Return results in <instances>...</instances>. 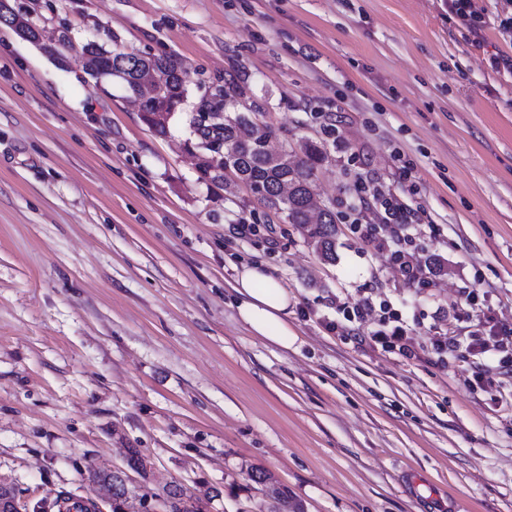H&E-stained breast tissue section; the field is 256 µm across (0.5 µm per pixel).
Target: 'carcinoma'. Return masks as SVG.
<instances>
[{
	"mask_svg": "<svg viewBox=\"0 0 512 512\" xmlns=\"http://www.w3.org/2000/svg\"><path fill=\"white\" fill-rule=\"evenodd\" d=\"M87 73L99 80L107 78L106 71L121 78L129 92L136 91L138 75L154 70L163 80L161 100L149 99L141 104L143 122L154 132L164 135L168 124L148 119V115L163 108L176 110L186 97V79L177 56H140L118 48L109 49L98 42L81 46ZM247 88L235 82L219 86L211 99L204 101L198 114L190 119L197 143L210 152L224 154L240 183L259 184L264 195L259 204L296 226L318 256L327 262L336 260V207L332 204L321 212L320 219L309 222L308 207L315 195L316 171L326 159L325 142L310 138L298 148L257 151L252 147L254 136L274 137L273 128L259 119L258 112H241V100ZM92 479L112 488L113 512H121L120 503L129 498V489L120 476L112 473L95 474ZM167 512H205L206 501L184 497L181 488L167 491Z\"/></svg>",
	"mask_w": 512,
	"mask_h": 512,
	"instance_id": "cac0c4a2",
	"label": "carcinoma"
}]
</instances>
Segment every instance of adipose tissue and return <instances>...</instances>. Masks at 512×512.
<instances>
[{
    "instance_id": "ef3b65f1",
    "label": "adipose tissue",
    "mask_w": 512,
    "mask_h": 512,
    "mask_svg": "<svg viewBox=\"0 0 512 512\" xmlns=\"http://www.w3.org/2000/svg\"><path fill=\"white\" fill-rule=\"evenodd\" d=\"M232 289L239 303L237 312L250 331L277 346L289 347L293 330L288 312L293 304L286 288L260 265L237 268Z\"/></svg>"
}]
</instances>
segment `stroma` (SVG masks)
<instances>
[{"mask_svg": "<svg viewBox=\"0 0 512 512\" xmlns=\"http://www.w3.org/2000/svg\"><path fill=\"white\" fill-rule=\"evenodd\" d=\"M8 2L68 19L76 44L56 59L0 26V482L24 512H112L88 475L132 448V512H166L173 485L207 512H268L275 488L302 512H512V371L468 349L478 322L512 330V37L469 35L448 0ZM90 39L179 57L166 134L86 73ZM219 78L276 145L340 130L316 173L334 262L244 187L200 181L183 148ZM366 183L412 220L382 236ZM401 243L447 274L405 280ZM243 262L293 296L290 348L239 319ZM367 297L414 356L374 345L376 315L345 318Z\"/></svg>", "mask_w": 512, "mask_h": 512, "instance_id": "obj_1", "label": "stroma"}]
</instances>
